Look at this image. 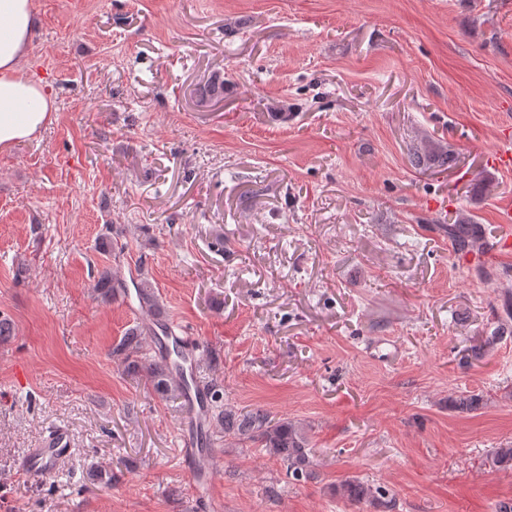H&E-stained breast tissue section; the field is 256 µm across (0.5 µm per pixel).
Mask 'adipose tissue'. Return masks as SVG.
Wrapping results in <instances>:
<instances>
[{"instance_id":"obj_1","label":"adipose tissue","mask_w":512,"mask_h":512,"mask_svg":"<svg viewBox=\"0 0 512 512\" xmlns=\"http://www.w3.org/2000/svg\"><path fill=\"white\" fill-rule=\"evenodd\" d=\"M34 0H0V151L39 136L55 100L24 63L37 30Z\"/></svg>"}]
</instances>
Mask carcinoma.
Here are the masks:
<instances>
[{
  "label": "carcinoma",
  "instance_id": "obj_1",
  "mask_svg": "<svg viewBox=\"0 0 512 512\" xmlns=\"http://www.w3.org/2000/svg\"><path fill=\"white\" fill-rule=\"evenodd\" d=\"M448 237L459 251H466L480 240L479 229L466 217L458 218L448 225ZM94 289L98 298L110 302L130 296L135 290L140 311L148 322L129 329L112 354L119 357L129 376L143 378L159 396L171 394L181 397L186 410H191L190 396L208 403L207 424L224 432V437L250 442L263 448L270 456L286 465L289 475L295 480L306 479L312 474L311 447L305 431L288 420H276L260 409H228L224 407L222 382L212 379L197 382L194 373L207 362L216 367L221 363L220 353L208 350L205 359H197L189 346L183 344L172 328L163 320L162 307L154 286L146 277L132 285L112 273V268L98 271ZM154 339L158 352L146 348L148 339ZM482 396L462 392L453 399L456 411L471 414L480 409ZM342 497L357 504L383 506L390 509L394 501L388 499L386 490L367 482L352 478L343 481L336 489Z\"/></svg>",
  "mask_w": 512,
  "mask_h": 512
}]
</instances>
